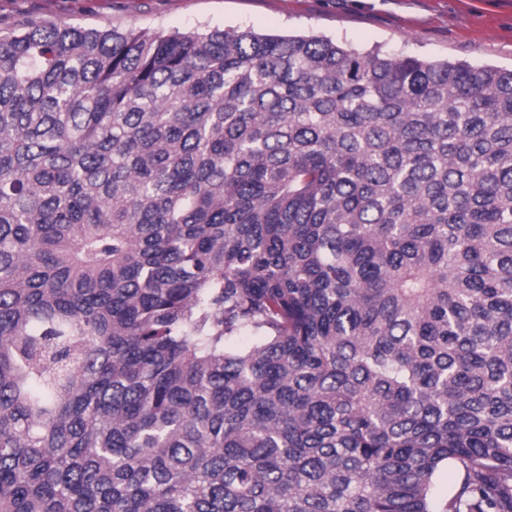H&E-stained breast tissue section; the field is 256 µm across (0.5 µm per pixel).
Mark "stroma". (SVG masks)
Wrapping results in <instances>:
<instances>
[{"label":"stroma","instance_id":"obj_1","mask_svg":"<svg viewBox=\"0 0 512 512\" xmlns=\"http://www.w3.org/2000/svg\"><path fill=\"white\" fill-rule=\"evenodd\" d=\"M30 16L85 28L325 35L359 50L512 68V0H0V27Z\"/></svg>","mask_w":512,"mask_h":512}]
</instances>
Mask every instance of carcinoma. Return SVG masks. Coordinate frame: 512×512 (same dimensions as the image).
<instances>
[{
	"label": "carcinoma",
	"instance_id": "cac0c4a2",
	"mask_svg": "<svg viewBox=\"0 0 512 512\" xmlns=\"http://www.w3.org/2000/svg\"><path fill=\"white\" fill-rule=\"evenodd\" d=\"M0 512H512V69L1 28Z\"/></svg>",
	"mask_w": 512,
	"mask_h": 512
}]
</instances>
